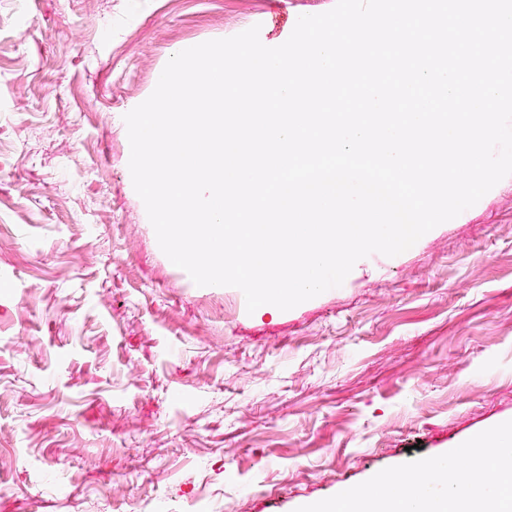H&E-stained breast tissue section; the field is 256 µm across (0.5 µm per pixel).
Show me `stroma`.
<instances>
[{
  "instance_id": "obj_1",
  "label": "stroma",
  "mask_w": 512,
  "mask_h": 512,
  "mask_svg": "<svg viewBox=\"0 0 512 512\" xmlns=\"http://www.w3.org/2000/svg\"><path fill=\"white\" fill-rule=\"evenodd\" d=\"M335 2L0 0V512H294L512 420V176L272 314L134 190L176 51Z\"/></svg>"
}]
</instances>
